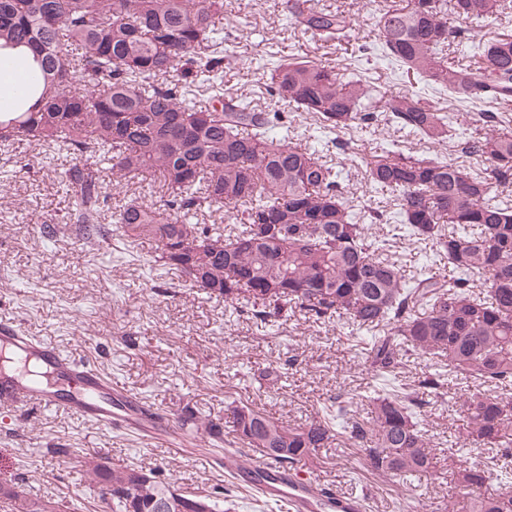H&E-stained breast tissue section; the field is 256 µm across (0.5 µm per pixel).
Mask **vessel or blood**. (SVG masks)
I'll use <instances>...</instances> for the list:
<instances>
[{
	"instance_id": "b4317fda",
	"label": "vessel or blood",
	"mask_w": 512,
	"mask_h": 512,
	"mask_svg": "<svg viewBox=\"0 0 512 512\" xmlns=\"http://www.w3.org/2000/svg\"><path fill=\"white\" fill-rule=\"evenodd\" d=\"M0 346L11 349L20 358L40 363L50 377L49 383L34 385L24 378L0 373V406L32 404L45 408H66L101 426L139 427L152 432L163 425L159 413L141 397L129 394L124 402L113 404L118 386L91 365L50 343L32 340L15 325L0 326ZM69 381V395H61L54 380ZM254 484L266 495L287 499L295 512H362L360 498L333 499L321 495L307 478L288 473L273 460H264L255 468Z\"/></svg>"
}]
</instances>
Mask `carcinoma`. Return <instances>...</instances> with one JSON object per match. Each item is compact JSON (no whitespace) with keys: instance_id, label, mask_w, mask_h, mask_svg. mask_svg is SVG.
<instances>
[{"instance_id":"cac0c4a2","label":"carcinoma","mask_w":512,"mask_h":512,"mask_svg":"<svg viewBox=\"0 0 512 512\" xmlns=\"http://www.w3.org/2000/svg\"><path fill=\"white\" fill-rule=\"evenodd\" d=\"M291 24L315 41L349 36L352 15L317 0H285ZM512 10V0H389L377 19L385 56L409 78L474 110L485 128L462 154L487 162L482 174L439 155L403 150L366 158V181L386 204L347 197L339 171L294 132L282 112L224 96V0H0V48L23 45L37 64L15 112H0V146L20 141L74 156L58 172L69 200L68 223L83 243L108 238L107 198L88 160L110 164L116 181L137 178L147 194L113 216L133 245L156 244L154 265L180 271L190 284L245 303L266 324L290 308L318 320L336 316L368 334L367 361L379 380L370 417L343 402L324 420L291 425L237 406V440L291 470L346 433L379 476L426 475L431 439L421 419L449 385L466 393L464 431L450 447L494 452L457 470L455 488L469 512H512V491L485 496L492 480L512 473V400L472 384L512 388V120L490 110L512 101V34L488 37L451 28ZM474 52L450 60L453 43ZM271 96L306 112L329 134L386 126L420 135L433 147L456 138L437 100L386 93L316 60H279L263 68ZM224 209L236 224L219 233L188 219L202 207ZM380 239L369 224H389ZM431 246L448 277L406 278L392 261L394 240ZM418 354L439 369L418 387L399 382L402 356ZM103 484L109 512H157L175 488L138 470L127 496L107 497L132 469L88 461ZM13 512H50L0 486Z\"/></svg>"}]
</instances>
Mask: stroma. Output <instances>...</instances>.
<instances>
[{"instance_id":"obj_1","label":"stroma","mask_w":512,"mask_h":512,"mask_svg":"<svg viewBox=\"0 0 512 512\" xmlns=\"http://www.w3.org/2000/svg\"><path fill=\"white\" fill-rule=\"evenodd\" d=\"M355 12L357 21L341 45L323 47L294 29L283 0H224V37L251 68L224 71V91L245 95L274 110L285 103L265 91L260 67L271 55L321 59L337 70L358 65L370 80L398 92L428 94L409 82L377 53L361 59V44L377 46L381 0H327ZM343 148L331 156L350 186L365 187L363 159L392 148L427 151L426 139L397 137L382 128L343 133ZM28 167L0 186V322L21 325L38 339L95 365L129 393L164 416L166 428L146 437L124 428H103L65 410L35 405L0 407V485L19 487L32 501L54 499L61 512H94L100 490L84 467L102 458L114 469L139 468L174 479L182 493L224 503L230 512H292L289 504L256 492L248 474L259 455L241 449L236 471L224 467V448L235 437L231 406L243 403L290 424L322 418L342 400L366 418L374 381L366 364L367 338L338 318L312 322L303 313L275 326L257 324L225 307L223 298L190 288L176 270L149 271L155 244L140 240L125 254L118 234L90 248L78 241L63 217L68 201L55 171L60 158H45L25 143L0 149V163ZM58 221L54 241L41 226ZM272 362L286 363L280 381L259 380ZM460 393L449 390L425 407L434 445L430 476L392 481L368 469L359 448L343 440L312 456L303 470L341 494H363L366 512H440L448 500L452 470L464 465L448 450V435L460 423ZM196 412L221 432L182 437L181 416Z\"/></svg>"}]
</instances>
